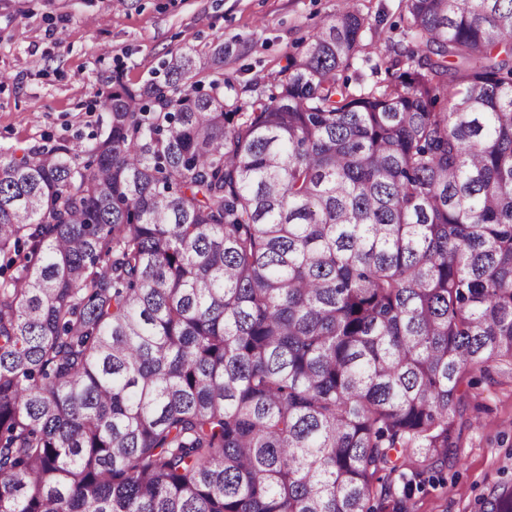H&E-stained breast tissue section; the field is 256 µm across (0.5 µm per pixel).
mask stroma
I'll list each match as a JSON object with an SVG mask.
<instances>
[{
    "mask_svg": "<svg viewBox=\"0 0 512 512\" xmlns=\"http://www.w3.org/2000/svg\"><path fill=\"white\" fill-rule=\"evenodd\" d=\"M343 0H0V153L87 143L105 130L101 91L163 81L172 54L224 47L229 97L250 100ZM378 52L396 39L400 0H356ZM477 422L458 460L417 490L410 512H490L512 487V380L474 391Z\"/></svg>",
    "mask_w": 512,
    "mask_h": 512,
    "instance_id": "1",
    "label": "stroma"
}]
</instances>
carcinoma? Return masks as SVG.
<instances>
[{
	"label": "carcinoma",
	"mask_w": 512,
	"mask_h": 512,
	"mask_svg": "<svg viewBox=\"0 0 512 512\" xmlns=\"http://www.w3.org/2000/svg\"><path fill=\"white\" fill-rule=\"evenodd\" d=\"M400 17L383 80L344 0L247 102L176 53L0 153V512H408L456 458L512 375V0Z\"/></svg>",
	"instance_id": "1"
}]
</instances>
